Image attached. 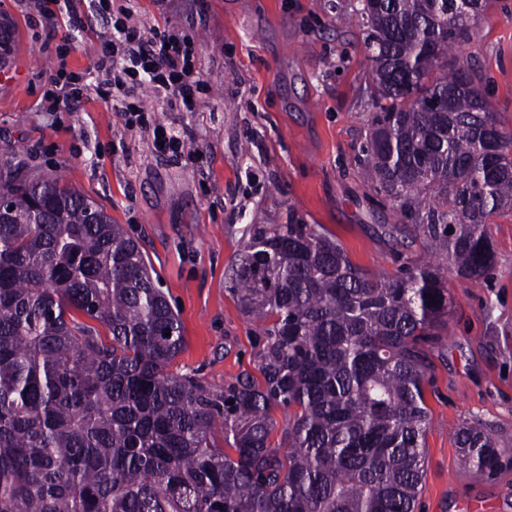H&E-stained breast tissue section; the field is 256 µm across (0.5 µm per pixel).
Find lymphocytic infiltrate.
<instances>
[{
    "instance_id": "obj_1",
    "label": "lymphocytic infiltrate",
    "mask_w": 512,
    "mask_h": 512,
    "mask_svg": "<svg viewBox=\"0 0 512 512\" xmlns=\"http://www.w3.org/2000/svg\"><path fill=\"white\" fill-rule=\"evenodd\" d=\"M131 7L117 9L112 33V74L104 78L99 94L112 100L127 129L151 125L152 144L164 154H184L192 135L171 123L146 121L142 89L156 93L171 112H195L203 105L204 83L195 64L194 50L187 36L176 30L131 24Z\"/></svg>"
}]
</instances>
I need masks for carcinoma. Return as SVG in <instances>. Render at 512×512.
Segmentation results:
<instances>
[{"instance_id": "1", "label": "carcinoma", "mask_w": 512, "mask_h": 512, "mask_svg": "<svg viewBox=\"0 0 512 512\" xmlns=\"http://www.w3.org/2000/svg\"><path fill=\"white\" fill-rule=\"evenodd\" d=\"M467 2L357 8L378 108L367 177L401 218L378 229L434 261L376 274L319 224L249 225L228 290L271 324L259 375L219 392L170 371L182 322L124 225L61 176L0 159V512H416L444 272L489 275V221L512 212V132L454 58L488 6ZM0 30L6 63L13 30ZM276 406L289 416L275 448ZM455 440L465 467L512 459L486 428Z\"/></svg>"}]
</instances>
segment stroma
<instances>
[{
  "mask_svg": "<svg viewBox=\"0 0 512 512\" xmlns=\"http://www.w3.org/2000/svg\"><path fill=\"white\" fill-rule=\"evenodd\" d=\"M34 0H0L15 29L0 70V157L22 174H58L101 203L148 254L182 320L185 351L172 369L216 388L254 371L263 321L244 316L225 288L251 224H319L357 266L389 275L428 260L420 244L380 236L398 215L379 205L357 158L375 111L367 30L358 0H135L134 24L171 25L194 41L214 98L197 112L148 110L187 126L203 160L156 154L145 129L128 130L98 94L112 62V17L70 0L47 22ZM84 18L74 48L57 52L69 10ZM457 56L481 70L501 127L512 131V0H494ZM78 76L69 109L49 98L60 72ZM495 272L480 283L449 276L448 327L432 352L425 400L431 421L416 512H512V460L479 471L459 465L466 423L512 443V212L488 226Z\"/></svg>",
  "mask_w": 512,
  "mask_h": 512,
  "instance_id": "stroma-1",
  "label": "stroma"
}]
</instances>
